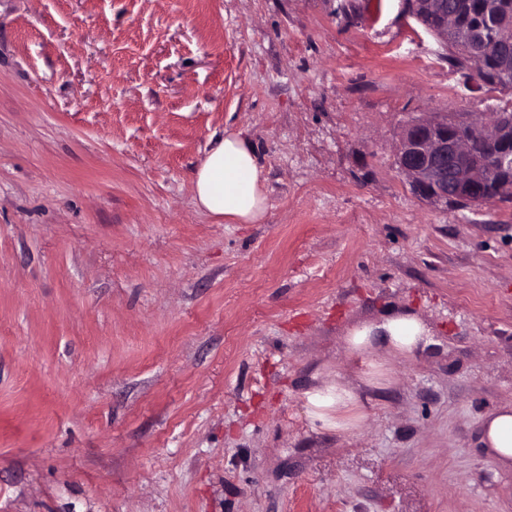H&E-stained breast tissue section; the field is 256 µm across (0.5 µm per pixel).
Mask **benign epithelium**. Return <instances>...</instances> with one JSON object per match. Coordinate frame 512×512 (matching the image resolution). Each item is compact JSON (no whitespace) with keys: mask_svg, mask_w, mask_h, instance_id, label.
I'll list each match as a JSON object with an SVG mask.
<instances>
[{"mask_svg":"<svg viewBox=\"0 0 512 512\" xmlns=\"http://www.w3.org/2000/svg\"><path fill=\"white\" fill-rule=\"evenodd\" d=\"M412 8L422 15L441 18L433 35L444 45L473 53L479 51L481 38L477 31L457 25L444 0H413ZM498 49L502 68L512 70L511 21L499 26ZM472 124L478 126L493 145L512 141V127L505 124L499 114L490 122L478 118ZM395 163L416 194L433 205L448 204V191L457 193L464 187L479 184L488 173L486 162L472 157L465 141L448 135V124L439 113L414 119L404 126Z\"/></svg>","mask_w":512,"mask_h":512,"instance_id":"obj_1","label":"benign epithelium"}]
</instances>
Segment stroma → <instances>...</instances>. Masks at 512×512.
Wrapping results in <instances>:
<instances>
[{
    "label": "stroma",
    "instance_id": "obj_1",
    "mask_svg": "<svg viewBox=\"0 0 512 512\" xmlns=\"http://www.w3.org/2000/svg\"><path fill=\"white\" fill-rule=\"evenodd\" d=\"M512 111L405 0H0V512H512V202L415 197L431 112ZM267 172L199 211L213 134ZM428 351L357 357L387 308ZM340 377L345 427L307 414ZM265 168L242 132L214 135L193 175L196 206L228 224H254L267 211ZM481 448L500 456H512V407L503 406L489 414L480 433Z\"/></svg>",
    "mask_w": 512,
    "mask_h": 512
}]
</instances>
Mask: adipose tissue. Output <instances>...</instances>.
I'll list each match as a JSON object with an SVG mask.
<instances>
[{"label":"adipose tissue","mask_w":512,"mask_h":512,"mask_svg":"<svg viewBox=\"0 0 512 512\" xmlns=\"http://www.w3.org/2000/svg\"><path fill=\"white\" fill-rule=\"evenodd\" d=\"M265 168L254 144L240 132L213 136L193 175L194 199L207 215L229 224H252L267 211ZM348 351L388 361L409 358L430 345L425 322L409 312L391 313L361 323L344 339ZM312 419L334 426L336 412L353 407L357 398L340 380H329L306 393ZM480 443L496 456H512V407L489 414Z\"/></svg>","instance_id":"obj_1"}]
</instances>
